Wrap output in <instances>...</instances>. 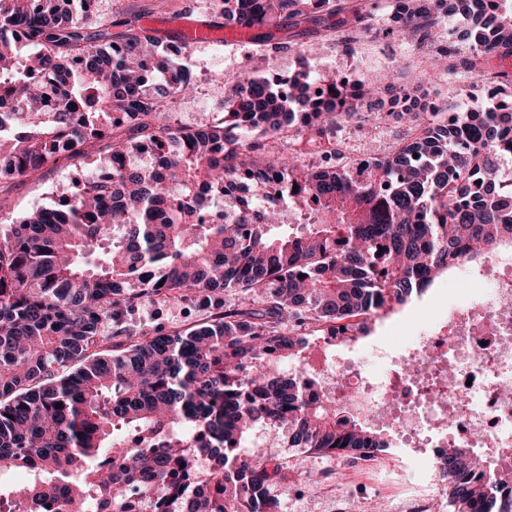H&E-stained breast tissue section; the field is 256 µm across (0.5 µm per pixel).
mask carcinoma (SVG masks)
I'll return each mask as SVG.
<instances>
[{"instance_id": "cac0c4a2", "label": "carcinoma", "mask_w": 512, "mask_h": 512, "mask_svg": "<svg viewBox=\"0 0 512 512\" xmlns=\"http://www.w3.org/2000/svg\"><path fill=\"white\" fill-rule=\"evenodd\" d=\"M87 2L0 0V111L25 115L0 131V176L38 179L107 142L54 206L15 217L0 183V474L26 475L5 491L9 512L49 498L87 512L94 496L126 512L134 488L154 512H278L288 462L249 449L258 431L328 454L392 447L344 408L306 398L319 383L308 339L352 345L462 259L512 247V104L415 112L396 149L354 179L333 130L358 116L370 79L301 69L284 95L267 77L235 75L224 123L179 126L163 105L193 93L172 54L190 48L142 23L179 15L173 0L98 17ZM221 4L212 19L224 26L347 41L371 21L346 0ZM452 19L471 54L464 71L512 57V0H394L382 32L404 42ZM281 139L298 147L269 145ZM143 144L157 160L127 162ZM312 154L320 161L305 163ZM267 181L289 206L256 210L239 194ZM215 202L221 224L205 218ZM142 302H181L206 321L129 331ZM121 427L170 435L159 450L124 448ZM191 441L213 461L202 483ZM441 469L452 512H512V473L495 478L473 449H448Z\"/></svg>"}]
</instances>
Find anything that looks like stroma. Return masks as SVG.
<instances>
[{
  "label": "stroma",
  "instance_id": "obj_1",
  "mask_svg": "<svg viewBox=\"0 0 512 512\" xmlns=\"http://www.w3.org/2000/svg\"><path fill=\"white\" fill-rule=\"evenodd\" d=\"M188 58L199 65L204 76L197 92L170 102L168 109L182 124L196 127L223 120L224 100L233 93L230 84L213 78V64L218 60L227 71L237 70L245 63L251 71L270 76L295 72L305 63L315 72L373 79L383 95L400 87L428 88L448 108L467 100L476 80L474 74L466 72L451 79L433 78L426 49L386 38L379 24L356 34L348 44L329 37L312 41L305 36L282 39L277 45L264 47H235L214 42L191 49ZM408 127L407 119L367 111L361 121L340 122L335 136L347 154L366 150L380 157L394 149ZM89 167V159L76 157L46 171L41 178L14 181L9 193L11 210L21 216L35 205L54 203L61 193L71 190L74 180ZM459 286L456 272L441 276L422 298L377 321L371 342L384 345L404 340L421 328L429 314L445 308ZM201 318V313L180 303L170 304L160 313L153 305L143 302L127 315L129 324L136 328L160 322L178 329ZM258 450L266 458L288 462L289 490L280 500L279 512H360L363 503L378 499L389 488L416 491L424 485V467L410 457L404 458L391 472L381 466L362 470L349 456L289 447L286 437L274 431L266 432ZM310 474L317 476L319 483L308 491L303 483Z\"/></svg>",
  "mask_w": 512,
  "mask_h": 512
}]
</instances>
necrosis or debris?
<instances>
[{
	"instance_id": "obj_1",
	"label": "necrosis or debris",
	"mask_w": 512,
	"mask_h": 512,
	"mask_svg": "<svg viewBox=\"0 0 512 512\" xmlns=\"http://www.w3.org/2000/svg\"><path fill=\"white\" fill-rule=\"evenodd\" d=\"M462 281L481 291L454 300L424 331L393 347L356 357L325 356L313 396L384 428L390 457L423 461L431 480L447 448H476L494 470L512 469V253L490 254L481 266L462 262ZM427 362L424 373L409 364Z\"/></svg>"
}]
</instances>
